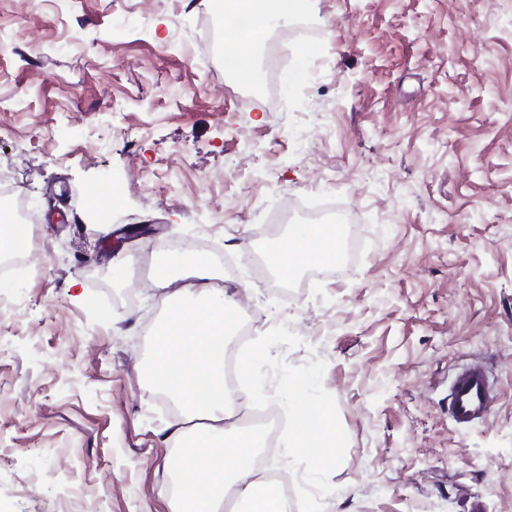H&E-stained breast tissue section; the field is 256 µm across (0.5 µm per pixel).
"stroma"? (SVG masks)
Listing matches in <instances>:
<instances>
[{"label":"stroma","instance_id":"1","mask_svg":"<svg viewBox=\"0 0 512 512\" xmlns=\"http://www.w3.org/2000/svg\"><path fill=\"white\" fill-rule=\"evenodd\" d=\"M206 0H0V163L37 222L0 279V512H169L175 417L145 378L164 254L87 270L98 195L113 228L159 224L225 256L235 346L287 325L292 365L325 361L349 436L325 512H512V0H305L322 47L288 45L277 96L243 105L209 44ZM332 200L356 242L332 275L254 276L285 205ZM137 291L116 312L113 293ZM478 360L485 424L448 417Z\"/></svg>","mask_w":512,"mask_h":512}]
</instances>
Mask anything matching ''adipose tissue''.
<instances>
[{
	"label": "adipose tissue",
	"instance_id": "obj_1",
	"mask_svg": "<svg viewBox=\"0 0 512 512\" xmlns=\"http://www.w3.org/2000/svg\"><path fill=\"white\" fill-rule=\"evenodd\" d=\"M299 7L298 0H224L225 70L241 82H252L257 43L274 23L294 17ZM242 13L251 17L245 32L232 22ZM335 251V237L319 238L315 225L299 224L274 255L287 267L309 265ZM178 263L188 271L184 287H174L168 273L154 278L167 312L150 336L148 367L152 385L180 409L164 437L177 450L171 512H224L230 496L249 504L251 512H288L277 487L262 482L258 474L259 438L237 427L229 412L235 400L249 393L245 387H228L224 379V349L236 327L237 302L215 285L206 263L188 254ZM190 436L202 457L181 454Z\"/></svg>",
	"mask_w": 512,
	"mask_h": 512
}]
</instances>
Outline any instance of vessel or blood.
Masks as SVG:
<instances>
[{
	"instance_id": "b4317fda",
	"label": "vessel or blood",
	"mask_w": 512,
	"mask_h": 512,
	"mask_svg": "<svg viewBox=\"0 0 512 512\" xmlns=\"http://www.w3.org/2000/svg\"><path fill=\"white\" fill-rule=\"evenodd\" d=\"M492 407L491 385L482 364L471 363L455 375L448 389V413L456 424L485 422Z\"/></svg>"
}]
</instances>
